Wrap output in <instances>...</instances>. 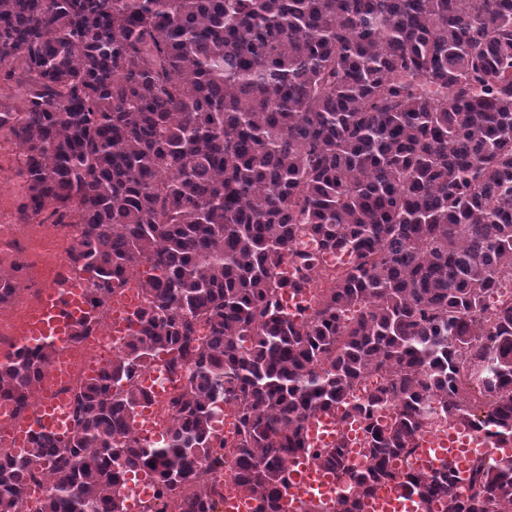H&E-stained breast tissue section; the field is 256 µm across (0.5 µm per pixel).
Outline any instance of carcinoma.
I'll return each instance as SVG.
<instances>
[{"instance_id":"obj_1","label":"carcinoma","mask_w":512,"mask_h":512,"mask_svg":"<svg viewBox=\"0 0 512 512\" xmlns=\"http://www.w3.org/2000/svg\"><path fill=\"white\" fill-rule=\"evenodd\" d=\"M1 86L19 221L75 228L94 309L151 274L137 330L76 387L70 435L0 452V512H26L41 471L44 512H123L137 471L181 512H217L223 487L201 476L218 470L281 512L307 420L341 404L366 423L367 465L315 453L351 489L335 512L386 481L441 512H512V457L463 480L396 467L438 422L512 443V297L488 303L512 276V0H0ZM327 251L352 263L327 272ZM285 267L319 288L306 318L279 301ZM52 352L4 356L0 400L26 412ZM162 353L190 377L149 443L127 435L133 378Z\"/></svg>"}]
</instances>
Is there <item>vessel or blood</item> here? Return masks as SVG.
Segmentation results:
<instances>
[{
    "label": "vessel or blood",
    "instance_id": "obj_1",
    "mask_svg": "<svg viewBox=\"0 0 512 512\" xmlns=\"http://www.w3.org/2000/svg\"><path fill=\"white\" fill-rule=\"evenodd\" d=\"M88 285L74 281L66 287L45 283L20 334L25 340L51 342L53 375L61 377L69 371V358L76 344L74 333L91 312L87 302ZM137 297L134 293L116 296L113 303L112 331L130 334L136 324ZM63 433L60 402L52 393H43L30 421L12 427V438L18 448H29L33 436L40 430ZM310 451L290 464L286 474L287 487L282 498V512H334L338 481L335 473L320 466L316 450L344 444L352 462L364 460V425L344 409L322 412L307 425ZM492 443L484 434L452 424L444 436L421 439L411 458L414 471L428 473L448 469L466 475L474 457L486 453ZM363 512H426L422 498L398 482L379 484L366 499Z\"/></svg>",
    "mask_w": 512,
    "mask_h": 512
}]
</instances>
